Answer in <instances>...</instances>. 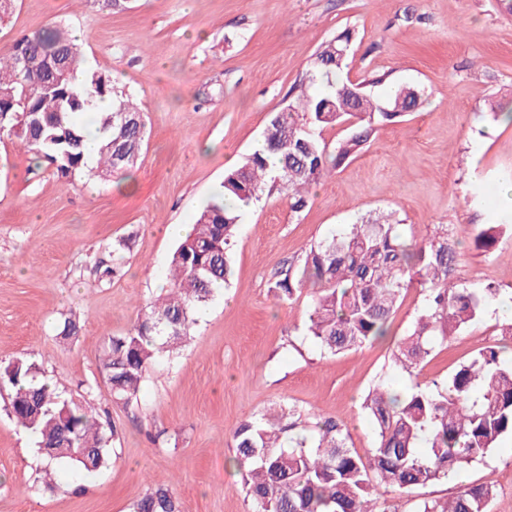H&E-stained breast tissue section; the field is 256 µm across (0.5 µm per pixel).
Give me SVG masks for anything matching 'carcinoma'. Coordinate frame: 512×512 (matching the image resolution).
Masks as SVG:
<instances>
[{
  "label": "carcinoma",
  "mask_w": 512,
  "mask_h": 512,
  "mask_svg": "<svg viewBox=\"0 0 512 512\" xmlns=\"http://www.w3.org/2000/svg\"><path fill=\"white\" fill-rule=\"evenodd\" d=\"M352 32L321 44L298 93L273 113L259 150L227 170L219 188L179 241L169 265V292L149 302L122 336L108 338L101 367L112 400L138 399L146 373L190 335L195 313L231 276V246L241 221L237 204L264 191L286 192L291 211L302 212L309 189L360 153L380 124L419 111L423 93L399 85L382 96L383 79L354 83L344 76ZM81 86H75L77 75ZM348 126L332 146L321 133ZM102 136L97 166H88L85 135ZM18 139L45 159L61 179L85 171L104 179L135 167L145 137L144 115L112 75L84 66L81 45L56 27L18 38L0 55V139ZM509 225L484 224L474 249L491 252ZM457 251L442 226L426 242L406 239L387 215L334 232L307 248L271 285L283 304L310 292L306 335L320 351L338 355L387 334L408 288L419 285L423 308L392 362L410 376L435 341L468 329L500 293L493 283L459 288ZM119 264L96 262L107 285ZM0 387L12 390L10 415L34 435L46 461L44 489L54 490V468L92 474L111 457L108 411L93 414L42 380L40 366L21 357L0 369ZM376 446L363 459L348 447L349 433L333 417L277 405L244 418L233 431L235 463L245 480L250 512H378V499L424 487L482 460L512 436V359L496 345L480 349L434 388L398 392L385 383L365 395ZM491 488L463 485L450 500L422 502L415 512H489ZM133 512H179L173 492L157 487Z\"/></svg>",
  "instance_id": "1"
}]
</instances>
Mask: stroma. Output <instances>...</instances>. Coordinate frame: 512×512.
<instances>
[{"instance_id":"35a3bbf8","label":"stroma","mask_w":512,"mask_h":512,"mask_svg":"<svg viewBox=\"0 0 512 512\" xmlns=\"http://www.w3.org/2000/svg\"><path fill=\"white\" fill-rule=\"evenodd\" d=\"M56 25L86 31L89 63L140 104L147 134L130 190L85 174L62 181L18 140L0 141V366L32 358L65 397L108 410L117 436L105 468L62 474L47 492L35 439L9 416L11 391L0 387V512H133L160 486L181 512H249L232 463V433L248 414L290 404L333 417L366 458L375 435L361 402L380 380L428 386L482 347L512 350L492 311L435 343L413 379L391 356L422 305L419 288L408 289L386 338L336 356L303 332L308 296L282 305L271 289L330 232L390 214L420 242L448 226L460 254L456 282L492 281L512 295V235L490 254L471 243L476 225L512 220L502 193L512 123L489 110L512 103V14L496 0H124L107 14L92 0H16L0 26V53ZM346 27L355 33L346 75L424 90L425 109L378 126L361 153L312 186L302 213L277 190L254 201L234 239L230 286L148 372L137 402H113L103 345L165 287L175 242L162 227L195 218L289 103L319 46ZM128 235L120 276L98 286L96 261ZM66 316L79 325L70 339L58 334ZM465 482L494 489L490 512H512V436L463 478L379 506L414 512Z\"/></svg>"}]
</instances>
